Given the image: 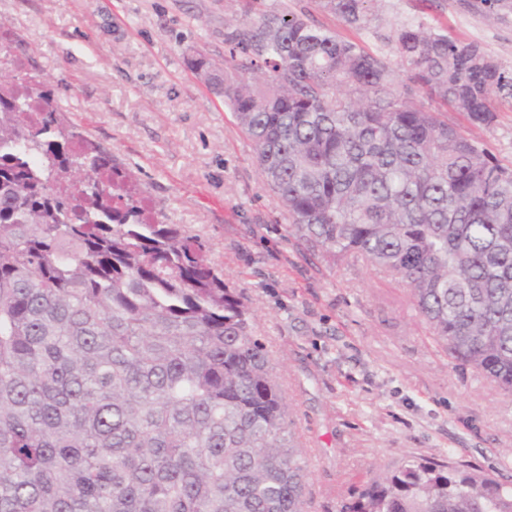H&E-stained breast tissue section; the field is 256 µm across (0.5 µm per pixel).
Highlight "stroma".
Masks as SVG:
<instances>
[{
	"label": "stroma",
	"instance_id": "obj_1",
	"mask_svg": "<svg viewBox=\"0 0 512 512\" xmlns=\"http://www.w3.org/2000/svg\"><path fill=\"white\" fill-rule=\"evenodd\" d=\"M254 12H310L316 24L391 54L414 18L480 43L512 69V16L459 0H381L355 31L314 0H0L11 40L65 110L112 154L168 224L198 236L243 297L289 407L307 512H344L364 486L418 458L512 485V394L450 359L409 292L363 259L334 261L296 234L224 99L192 66L223 64L224 29ZM468 136L512 165V101Z\"/></svg>",
	"mask_w": 512,
	"mask_h": 512
}]
</instances>
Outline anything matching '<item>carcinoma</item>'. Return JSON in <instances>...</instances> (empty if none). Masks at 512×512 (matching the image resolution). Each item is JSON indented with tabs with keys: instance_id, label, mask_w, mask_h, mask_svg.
Returning a JSON list of instances; mask_svg holds the SVG:
<instances>
[{
	"instance_id": "cac0c4a2",
	"label": "carcinoma",
	"mask_w": 512,
	"mask_h": 512,
	"mask_svg": "<svg viewBox=\"0 0 512 512\" xmlns=\"http://www.w3.org/2000/svg\"><path fill=\"white\" fill-rule=\"evenodd\" d=\"M315 2L362 31L380 0ZM390 41L404 83L362 42L265 12L224 32V70L195 67L300 237L398 277L448 356L512 392V167L443 118L494 124L512 71L422 18ZM25 66L0 64V512H306L241 295L110 153L61 126L37 76L8 74ZM353 512H512V486L421 458Z\"/></svg>"
}]
</instances>
